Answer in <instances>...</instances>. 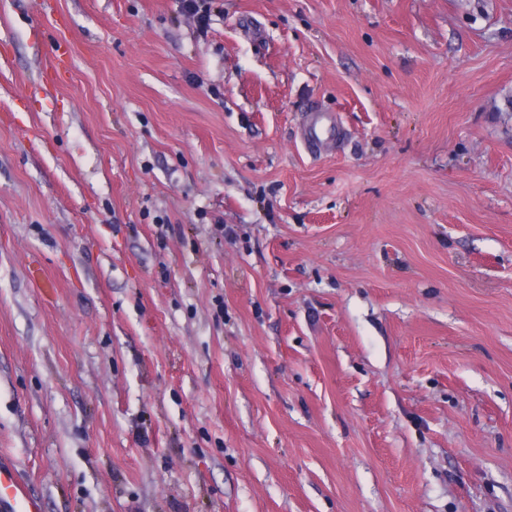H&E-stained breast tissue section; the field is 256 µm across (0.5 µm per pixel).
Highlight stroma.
Returning a JSON list of instances; mask_svg holds the SVG:
<instances>
[{"instance_id": "obj_1", "label": "stroma", "mask_w": 512, "mask_h": 512, "mask_svg": "<svg viewBox=\"0 0 512 512\" xmlns=\"http://www.w3.org/2000/svg\"><path fill=\"white\" fill-rule=\"evenodd\" d=\"M221 6L0 0V459L41 512H512V0ZM181 10L196 19L200 30L205 31L209 27L211 13L218 8L214 6L216 0H181Z\"/></svg>"}]
</instances>
